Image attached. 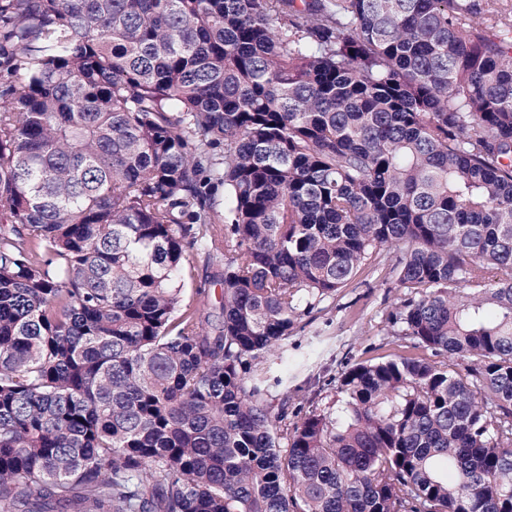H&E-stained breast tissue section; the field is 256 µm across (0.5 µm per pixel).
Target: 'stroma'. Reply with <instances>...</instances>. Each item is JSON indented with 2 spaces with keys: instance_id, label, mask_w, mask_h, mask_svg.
Instances as JSON below:
<instances>
[{
  "instance_id": "1",
  "label": "stroma",
  "mask_w": 512,
  "mask_h": 512,
  "mask_svg": "<svg viewBox=\"0 0 512 512\" xmlns=\"http://www.w3.org/2000/svg\"><path fill=\"white\" fill-rule=\"evenodd\" d=\"M391 265L386 259L365 267L351 284L298 321L288 340L292 367L284 372L278 361L269 363L270 376H288L272 388L273 398L286 396L304 410H323L336 401V385L347 367L405 354L407 338L392 335L385 323L387 312L402 295Z\"/></svg>"
}]
</instances>
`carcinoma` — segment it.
Returning <instances> with one entry per match:
<instances>
[{
  "label": "carcinoma",
  "instance_id": "1",
  "mask_svg": "<svg viewBox=\"0 0 512 512\" xmlns=\"http://www.w3.org/2000/svg\"><path fill=\"white\" fill-rule=\"evenodd\" d=\"M382 252L412 352L272 409ZM0 512H512L508 0H0ZM190 266L192 277L185 283L187 292L191 293L196 288L206 289L213 300L219 301L221 294V277L224 271V264L221 262L206 263L203 258L191 257Z\"/></svg>",
  "mask_w": 512,
  "mask_h": 512
}]
</instances>
